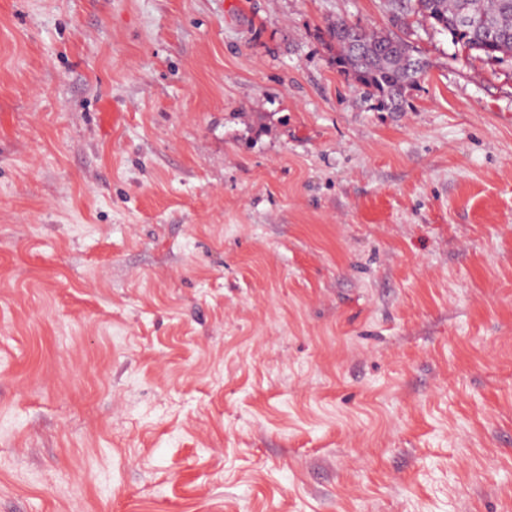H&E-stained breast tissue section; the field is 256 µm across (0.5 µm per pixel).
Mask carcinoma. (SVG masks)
<instances>
[{"instance_id": "carcinoma-1", "label": "carcinoma", "mask_w": 512, "mask_h": 512, "mask_svg": "<svg viewBox=\"0 0 512 512\" xmlns=\"http://www.w3.org/2000/svg\"><path fill=\"white\" fill-rule=\"evenodd\" d=\"M411 10L451 35L461 50L487 58L512 54V0H409ZM336 65L385 108L425 72L426 61L408 42L343 19L330 23Z\"/></svg>"}]
</instances>
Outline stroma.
Masks as SVG:
<instances>
[{
	"label": "stroma",
	"mask_w": 512,
	"mask_h": 512,
	"mask_svg": "<svg viewBox=\"0 0 512 512\" xmlns=\"http://www.w3.org/2000/svg\"><path fill=\"white\" fill-rule=\"evenodd\" d=\"M339 18L427 61L399 110ZM0 512H512V56L0 0Z\"/></svg>",
	"instance_id": "stroma-1"
}]
</instances>
